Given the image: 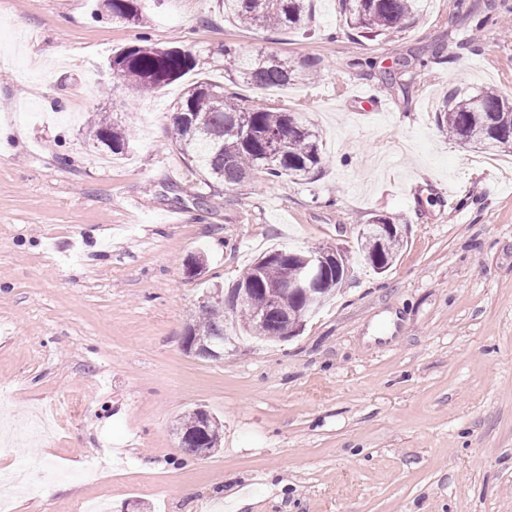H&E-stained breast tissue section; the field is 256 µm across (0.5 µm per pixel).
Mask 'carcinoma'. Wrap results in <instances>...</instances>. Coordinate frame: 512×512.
Listing matches in <instances>:
<instances>
[{
  "label": "carcinoma",
  "mask_w": 512,
  "mask_h": 512,
  "mask_svg": "<svg viewBox=\"0 0 512 512\" xmlns=\"http://www.w3.org/2000/svg\"><path fill=\"white\" fill-rule=\"evenodd\" d=\"M112 19L124 23L143 20L147 0H102ZM224 15L246 27L283 31L304 30L309 21L307 0H219ZM416 0H342L348 27L374 37L402 32L414 13ZM113 74L129 83L138 94L158 93L171 82L197 67L189 50L133 44L112 56ZM224 74L233 84L242 82L258 90L285 87L312 79L309 71L278 54L244 53L224 46ZM438 125L457 141L481 146L486 152H512V102L493 88L474 95H450L437 115ZM174 135L183 156L202 173L208 195L199 203L210 205L219 193L217 185L235 186L256 174L269 183L312 180L325 164L318 129L286 104H271L261 98L247 100L224 86L208 82L190 86L177 103ZM97 144L114 155L128 151L132 133L100 117L94 122ZM398 241L382 250L372 237L361 238L360 251L367 262L386 264L393 259ZM301 253L284 250L264 256L261 266H252L239 282L252 289L251 300L240 307V325L261 340L295 336L289 316L308 304L302 295L285 296L279 308L267 303V291L279 284L284 269L300 270ZM224 299L199 306L184 346L191 349L198 337L224 340ZM178 431L185 434L183 451L197 456L218 442L220 423L203 410L182 418Z\"/></svg>",
  "instance_id": "carcinoma-1"
}]
</instances>
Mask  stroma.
Returning <instances> with one entry per match:
<instances>
[{
	"label": "stroma",
	"instance_id": "obj_1",
	"mask_svg": "<svg viewBox=\"0 0 512 512\" xmlns=\"http://www.w3.org/2000/svg\"><path fill=\"white\" fill-rule=\"evenodd\" d=\"M312 13L307 31L273 32L217 0H150L131 27L98 0H0V437L33 409L54 423L16 439L0 474L64 471L14 512L97 496L108 512H512V153L436 120L454 90L512 98V0H421L402 33L373 39L339 0ZM141 35L191 48L196 69L138 96L108 62ZM228 45L316 64V83L238 92L298 108L327 162L313 182L257 175L206 207L174 105L223 82ZM97 113L132 129L129 152L94 147ZM378 215L408 227L381 274L358 242ZM326 244L354 274L300 335L261 343L230 319L222 359L185 352L207 295L266 252ZM199 407L222 424L203 458L176 436Z\"/></svg>",
	"mask_w": 512,
	"mask_h": 512
}]
</instances>
